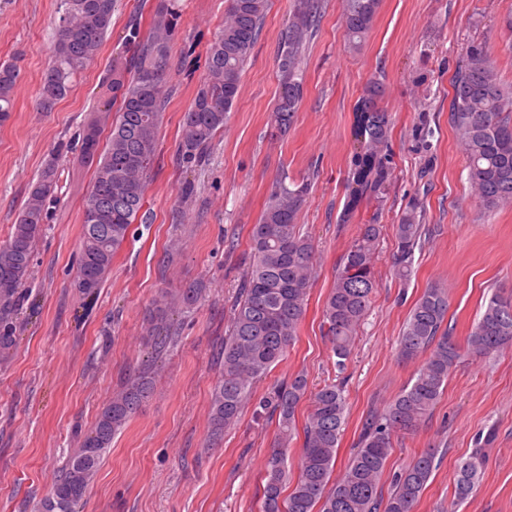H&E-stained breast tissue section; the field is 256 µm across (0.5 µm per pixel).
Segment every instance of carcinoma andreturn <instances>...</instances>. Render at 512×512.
<instances>
[{
    "instance_id": "carcinoma-1",
    "label": "carcinoma",
    "mask_w": 512,
    "mask_h": 512,
    "mask_svg": "<svg viewBox=\"0 0 512 512\" xmlns=\"http://www.w3.org/2000/svg\"><path fill=\"white\" fill-rule=\"evenodd\" d=\"M118 0H62L63 13L54 38L53 55L41 77L40 106L46 110L72 91L71 78L99 53L112 27ZM268 0H228L224 28L210 45L203 82L185 114L181 153L196 165L238 97L243 68L257 42ZM380 0H345V32L350 46H361L370 31ZM321 0H295L282 36L279 69L281 91L276 121L287 128L302 92L301 61L316 30ZM172 22L160 13L147 39L137 26L129 41L136 47L135 76L115 81L119 99L106 149L96 161L93 185L82 212L79 292L97 293L112 269V261L128 239L145 203L147 179L153 167L162 112L171 93L168 85V40ZM19 69L0 64V122L14 108ZM384 88L376 79L363 91L354 115L357 147L349 159V194L343 218L362 202H383L390 167L384 151L389 118L379 102ZM451 122L469 161V182L476 197L491 212L512 204V89L504 86L483 47L472 46L454 82ZM57 171L46 167L27 193L17 223L0 244V350L15 342L8 318L20 290L30 277L36 240L43 231L48 206L55 198ZM310 183L280 182L270 194L259 223L250 234V255L238 285L228 333L224 336L223 372L210 400V434L218 438L251 405L256 417H278V441L267 461L261 512H415L436 468V452L427 449L398 473L388 493L381 479L392 453L395 434L416 429L432 412L463 353L491 357L512 346V299L493 296L461 347L444 328L448 295L438 287L417 299L398 338L399 355L425 357L409 384L381 410L364 419L357 448L338 477H333L345 423L346 399L332 382L309 392L308 379L298 373L256 397L255 384L284 359L297 336L306 310L314 272V247L297 224ZM424 212L408 206L393 225L394 270L409 276L415 250L427 234ZM383 232L381 224H361L355 240L340 256L333 287L323 306L336 367L344 369L376 288L375 262ZM175 300L162 296L150 311L148 335L156 343L172 341L167 326ZM146 373L131 377L99 413L79 448L67 455L42 512H79L112 438L151 394ZM311 408L302 426L297 476L289 491L288 443L296 429L295 414L304 399ZM482 449H475L456 469L454 493L468 499L478 488Z\"/></svg>"
}]
</instances>
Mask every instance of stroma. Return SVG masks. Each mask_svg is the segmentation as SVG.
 <instances>
[{
	"label": "stroma",
	"instance_id": "obj_1",
	"mask_svg": "<svg viewBox=\"0 0 512 512\" xmlns=\"http://www.w3.org/2000/svg\"><path fill=\"white\" fill-rule=\"evenodd\" d=\"M293 4L269 0L237 101L205 163L192 168L180 152L184 115L224 26L226 0H120L99 54L48 112L37 102L59 0H0V63L20 66L13 112L0 124V241L30 183L50 164L60 174L58 201L47 211L31 277L12 314L15 344L0 351V512H38L61 458L80 447L102 407L146 366L154 390L114 437L80 512H259L277 422L255 420L247 408L221 440L210 442L209 399L251 228L281 177L311 181L299 227L314 244L315 275L287 357L256 392L265 395L301 371L313 390L342 382L347 416L338 466L348 463L363 417L388 404L420 365L399 357L397 341L425 288L447 292L444 325L460 344L492 294L512 296V206L485 211L450 117L452 80L469 46L484 47L501 81L512 86V32L502 24L512 0H381L356 51L347 45L343 0H322L301 65L303 97L282 135L274 128L278 59ZM162 6L173 15L172 93L145 193L151 220L132 225L89 301L76 288L82 204L94 169L83 138L90 117L103 132L114 118L106 105L111 78L132 76L130 25L148 36ZM372 77L385 85L392 182L379 211L377 287L340 373L323 334L322 308L336 262L358 233L357 221L344 224L340 216L352 114ZM187 181L194 192L185 199ZM414 201L428 234L402 281L392 268V226ZM199 282L207 287L203 298L171 315L175 342L156 348L146 334L147 309L161 292L174 295ZM430 448L437 468L416 512H512V347L491 358L462 357L430 417L395 436L385 480ZM476 448L484 451L482 478L461 502L454 495L456 464Z\"/></svg>",
	"mask_w": 512,
	"mask_h": 512
}]
</instances>
